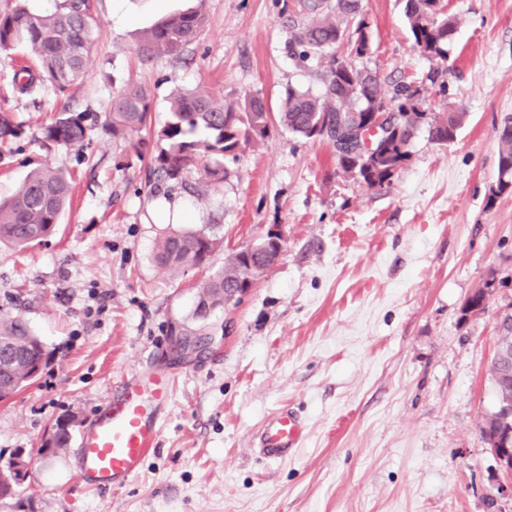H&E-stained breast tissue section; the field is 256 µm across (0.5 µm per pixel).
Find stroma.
<instances>
[{"label": "stroma", "instance_id": "stroma-1", "mask_svg": "<svg viewBox=\"0 0 512 512\" xmlns=\"http://www.w3.org/2000/svg\"><path fill=\"white\" fill-rule=\"evenodd\" d=\"M443 3L456 30L442 62L414 49L405 0H360L371 41L360 64L383 93L422 81L430 109L466 115L450 143L417 132L381 191L337 174L327 142L277 127L223 187L156 193L135 137L100 127L129 86L149 92L156 131L177 86L227 104L257 94L273 114L287 89L320 93L325 59L287 52L298 0H92L88 72L63 94L48 84L19 93L26 51H0V110L24 128L0 144V198L36 166L68 172L73 196L52 237L0 244V319L22 315L50 354L34 383L0 401V459L20 452L29 463L0 512H512L479 430L494 407L497 317L512 304V192L491 194L495 129L512 115V0ZM196 7L206 26L182 58L141 56L144 30ZM65 107L97 122L83 149L42 140ZM202 224L220 227L218 266L275 225L283 249L239 304L211 312L217 344L179 353L172 331L209 271L171 274L156 245L168 227ZM489 280L485 311L462 316ZM147 366L175 374L156 448L124 487L87 490L73 447L42 445L69 418L77 436ZM285 406L307 434L272 464L251 437Z\"/></svg>", "mask_w": 512, "mask_h": 512}]
</instances>
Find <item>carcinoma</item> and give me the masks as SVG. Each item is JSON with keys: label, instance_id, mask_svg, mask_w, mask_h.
I'll return each mask as SVG.
<instances>
[{"label": "carcinoma", "instance_id": "cac0c4a2", "mask_svg": "<svg viewBox=\"0 0 512 512\" xmlns=\"http://www.w3.org/2000/svg\"><path fill=\"white\" fill-rule=\"evenodd\" d=\"M0 11V51L18 43L26 46L39 69L23 68L15 75L20 90L32 92L36 84L50 82L63 92L86 72L91 33L97 19L91 0H65L63 8L46 15L30 13L21 0ZM304 21L288 41V54L305 61L329 57L323 74V92L290 88L286 91L278 124L304 139H321L333 148L338 172L369 189L390 186L408 160L416 132L426 128L431 141L447 144L462 127L465 114L430 112L422 88L409 82L384 96L377 72L358 66L369 51V24L360 14L359 0H300ZM406 17L414 48L431 58H447L448 40L456 28L444 14L441 0H406ZM205 15L190 11L173 15L147 31L140 53L181 56L204 29ZM151 97L142 87H128L112 96L104 132L114 136L140 133L147 127ZM388 112L376 132L365 127L375 112ZM88 117L65 108L43 127L44 141L66 147L84 146ZM272 119L264 99L247 97L244 104H220L201 90L176 89L169 100V118L156 133V141L141 138L139 160H148L155 179L172 186L186 185L192 171L203 167V179L192 190L203 195L233 176L226 166L250 144L264 141ZM23 127L9 112L0 111V143L19 139ZM498 176L492 195L512 191V116L496 130ZM70 197L66 175L49 167L31 170L7 201H0V243L24 248L49 237ZM216 225L171 228L157 244L156 262L171 272L204 266L221 243ZM283 244L264 238L252 251L228 256L224 264L198 284L195 316L204 317L224 304V288L255 283L282 251ZM45 352V344L28 322L14 316L0 319V400L35 380L31 367Z\"/></svg>", "mask_w": 512, "mask_h": 512}]
</instances>
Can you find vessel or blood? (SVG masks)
<instances>
[{
    "mask_svg": "<svg viewBox=\"0 0 512 512\" xmlns=\"http://www.w3.org/2000/svg\"><path fill=\"white\" fill-rule=\"evenodd\" d=\"M172 381L167 370L141 369L113 389L78 435L75 473L83 485L118 489L140 473L166 417ZM304 436L301 417L282 408L254 435L252 448L265 460L283 461L294 455Z\"/></svg>",
    "mask_w": 512,
    "mask_h": 512,
    "instance_id": "b4317fda",
    "label": "vessel or blood"
}]
</instances>
